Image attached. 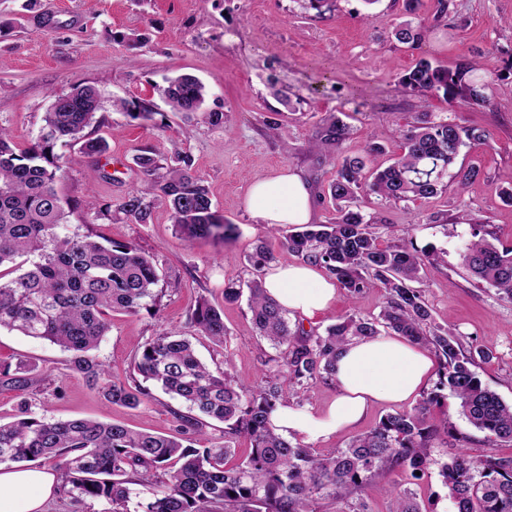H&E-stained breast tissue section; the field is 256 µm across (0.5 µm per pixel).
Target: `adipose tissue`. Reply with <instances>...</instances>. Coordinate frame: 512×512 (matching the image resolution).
Returning a JSON list of instances; mask_svg holds the SVG:
<instances>
[{"instance_id": "1", "label": "adipose tissue", "mask_w": 512, "mask_h": 512, "mask_svg": "<svg viewBox=\"0 0 512 512\" xmlns=\"http://www.w3.org/2000/svg\"><path fill=\"white\" fill-rule=\"evenodd\" d=\"M245 206L259 223L270 227L309 223L315 197L302 175L285 168L253 182ZM264 287L288 314L315 320L336 299V285L319 268L288 261L270 264ZM436 373V361L407 338L383 334L347 344L336 363L337 394L326 408L313 411L278 407L271 423L287 438L310 443L327 439L358 424L371 405L411 400ZM61 481L49 467L0 465V512H43L58 496Z\"/></svg>"}]
</instances>
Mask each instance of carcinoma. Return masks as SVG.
<instances>
[{
	"instance_id": "carcinoma-1",
	"label": "carcinoma",
	"mask_w": 512,
	"mask_h": 512,
	"mask_svg": "<svg viewBox=\"0 0 512 512\" xmlns=\"http://www.w3.org/2000/svg\"><path fill=\"white\" fill-rule=\"evenodd\" d=\"M390 35L415 45L423 27L404 21ZM475 71L476 64L467 60L451 70L421 58L402 84L422 99L437 94L480 103L488 84ZM163 93L173 111L196 112L206 89L196 77L183 74L169 79ZM114 107L134 120L152 118L138 101L121 100ZM101 108L92 85L57 96L39 142L20 152L0 128V330L46 339L70 353V368L100 387L112 405L138 408L152 399L145 383L153 382L184 403L189 414L178 416L177 435L165 436L94 419L47 421L22 403L15 420L0 422V464H50L61 476L67 512H372L364 493L375 477L403 470L418 480L416 472L433 464L439 465L457 512H512V458L491 451L472 457L462 448L433 457V449L448 446V437L460 440L448 430V419L432 417L450 395L460 414L488 440L512 442V403L473 370L475 358L490 360L494 352L486 346L467 354L452 329L432 321L416 283L439 254L382 246L371 231L376 218L363 211L367 197L383 202L437 195L460 150L487 144L484 130L424 112L418 125L403 134L402 153L369 174L370 158L383 146L372 143L362 154L343 156L348 125L336 115L321 120L310 147L338 153L336 174L327 186L332 217L324 224L275 230L280 236L276 254L257 239L251 261L261 273L272 262L294 257L335 277L351 296L379 286L385 296L378 316L345 315L311 336L290 326L258 276L248 286V306L259 335L277 350L262 363L260 385L253 389L233 377L227 352L224 371L213 372L191 337L177 332L141 345L138 377L123 382L108 379L93 351L108 332L112 314L159 311L158 269L133 242L69 231L72 206L56 190L61 165L53 152L55 141L81 143V153L92 160L107 151L105 140L84 134L99 122ZM134 162L146 187L130 189L113 206L98 207V216L115 213L129 223L146 224L156 206L163 205L187 242L233 237L235 225L224 223L208 187L192 173L189 156L177 153L163 164L142 153ZM462 262L478 280L512 297V246L498 247L482 237L466 247ZM241 296V282L225 278L224 301ZM190 327L226 345L224 312L207 299L197 301ZM383 333L408 337L434 352L438 380L415 407L384 416L330 455L274 432L271 416L278 406L292 398L300 406L310 384L334 378L336 356L345 344ZM34 370L26 361L0 362V387L26 391ZM206 418L224 424V444L196 447ZM241 441L249 443L248 455L228 464ZM388 495L390 512H428L408 488L394 484Z\"/></svg>"
}]
</instances>
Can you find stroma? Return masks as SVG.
Listing matches in <instances>:
<instances>
[{"mask_svg":"<svg viewBox=\"0 0 512 512\" xmlns=\"http://www.w3.org/2000/svg\"><path fill=\"white\" fill-rule=\"evenodd\" d=\"M439 9V0H420L416 19L425 36L412 48L389 36L405 18L402 0L373 5L334 0L321 13L305 0H0V126L17 148H30L57 95L79 84L95 86L103 122L87 133L105 137L109 148L92 163L81 157L78 144L57 141L54 152L65 164L58 190L79 205L72 226L135 242L157 264L164 290L159 313L113 314L96 351L113 379L132 376L139 345L166 332L187 331L203 296L224 310L227 345L199 339V355L220 371L225 350H232L234 377L256 384L263 360L274 350L257 333L246 301H224L225 277L254 278L248 257L256 239H265L272 251L280 249L279 236L245 208L250 184L286 167L297 171L318 196L314 223H325L331 207L321 194L335 169L307 149L316 124L332 113L342 117L350 127L346 151L354 155L379 142L385 152L374 164L384 167L400 154L417 114L430 112L489 132L488 144L462 149L454 162L458 169L479 168L480 178L463 189L449 183L430 198L371 200L365 210L381 217L372 227L381 245L411 242L444 254L443 262L423 272L432 318L453 329L464 349L492 347L494 358L478 362L475 370L512 403V299L477 283L461 260L476 231L494 244L512 245V205L500 198L512 172V0H452L444 16ZM422 58L445 67L464 58L474 61L489 84L486 101L421 100L400 78ZM184 73L207 88L202 111L190 116L172 111L161 93L167 78ZM117 100L142 102L152 119H130L114 108ZM209 112L223 113V125L209 124ZM271 119L278 129L268 127ZM177 151L190 156L216 209L237 226V238L186 242L162 205L146 224L100 218L85 207L87 198L113 203L141 186L137 154L164 160ZM95 165L105 178L92 179ZM382 295L379 288L354 298L338 290L330 309L304 329L320 334L340 315H377ZM20 360L38 365L37 382L25 392L0 388L2 421L11 420L25 401L49 419L92 417L159 434L179 427L176 414L183 405L160 388L135 410L109 404L98 387L69 369L68 354L60 347L1 330L0 361ZM434 415L448 417L468 435L465 449L471 455L491 451L512 457V442L488 441L459 415L456 401ZM394 480L413 489L428 512H456L434 467L417 481L404 472L376 478L366 493L372 512H388L387 488Z\"/></svg>","mask_w":512,"mask_h":512,"instance_id":"obj_1","label":"stroma"}]
</instances>
